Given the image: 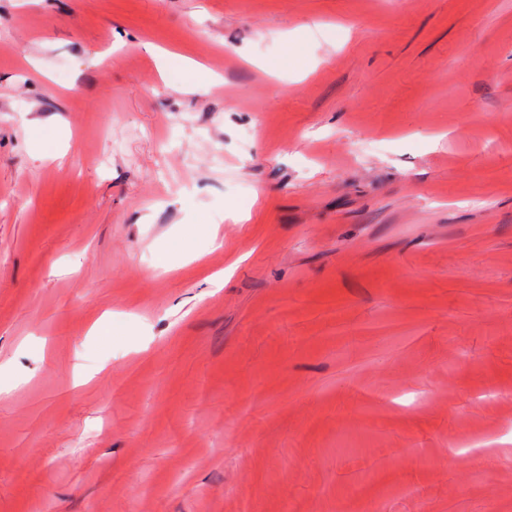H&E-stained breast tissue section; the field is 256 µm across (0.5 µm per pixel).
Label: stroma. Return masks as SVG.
Returning a JSON list of instances; mask_svg holds the SVG:
<instances>
[{
    "instance_id": "stroma-1",
    "label": "stroma",
    "mask_w": 512,
    "mask_h": 512,
    "mask_svg": "<svg viewBox=\"0 0 512 512\" xmlns=\"http://www.w3.org/2000/svg\"><path fill=\"white\" fill-rule=\"evenodd\" d=\"M0 512H512V0H0Z\"/></svg>"
}]
</instances>
